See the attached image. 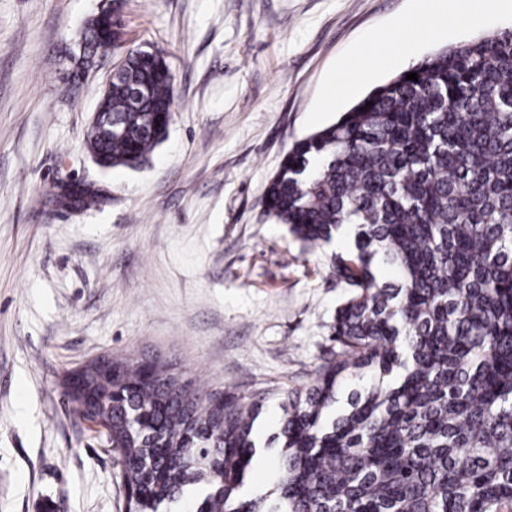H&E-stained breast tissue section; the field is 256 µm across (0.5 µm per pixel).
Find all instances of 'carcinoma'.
<instances>
[{
    "label": "carcinoma",
    "instance_id": "obj_1",
    "mask_svg": "<svg viewBox=\"0 0 512 512\" xmlns=\"http://www.w3.org/2000/svg\"><path fill=\"white\" fill-rule=\"evenodd\" d=\"M87 58L114 50L89 19ZM157 51L112 73L86 151L137 167L169 129L174 81ZM295 142L265 190L266 214L307 247L354 225L327 256L347 289L336 357L284 396L278 478L238 491L259 403L182 384L152 362L75 371L67 394L106 424L127 512H163L206 485L196 512H512V30L439 52ZM74 205L98 202L85 183ZM383 266L398 278L382 279ZM366 380L336 411L340 387Z\"/></svg>",
    "mask_w": 512,
    "mask_h": 512
}]
</instances>
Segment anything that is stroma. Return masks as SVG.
Here are the masks:
<instances>
[{
	"mask_svg": "<svg viewBox=\"0 0 512 512\" xmlns=\"http://www.w3.org/2000/svg\"><path fill=\"white\" fill-rule=\"evenodd\" d=\"M423 0H0V512H124L119 460L69 401L64 376L98 358L154 359L191 388L258 400L259 470L285 393L336 345L346 291L327 252L266 214L290 145L422 59L512 29V8L364 61ZM118 7L128 49L175 76L166 140L145 165L102 170L84 148L120 58L83 63L80 34ZM344 95L327 102L331 82ZM63 182L101 204L56 207ZM73 186H75L77 188V190H79V192H80L78 199L74 202V205L78 209L90 207L91 205H94L98 202L99 195H98L97 190H95L93 188V186H91L89 184H85V183L68 182V183H60L57 186L58 190L62 191L61 192L62 199L58 201L60 206H63V204L65 203V200H64L66 198L65 192L67 191L68 188L73 187ZM75 206H65V208L74 210Z\"/></svg>",
	"mask_w": 512,
	"mask_h": 512,
	"instance_id": "1",
	"label": "stroma"
}]
</instances>
